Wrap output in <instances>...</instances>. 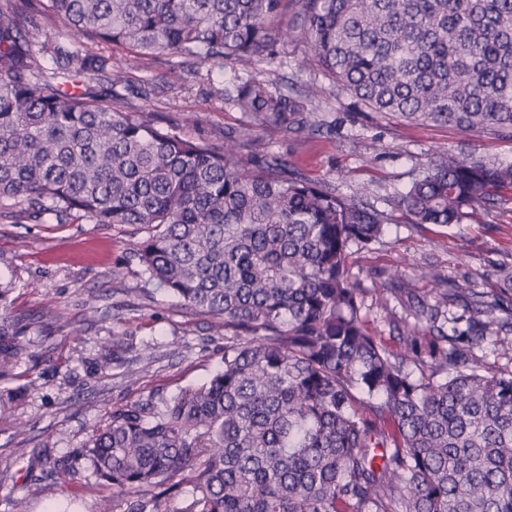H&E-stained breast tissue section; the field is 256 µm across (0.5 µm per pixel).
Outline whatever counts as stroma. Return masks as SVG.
Instances as JSON below:
<instances>
[{
  "mask_svg": "<svg viewBox=\"0 0 512 512\" xmlns=\"http://www.w3.org/2000/svg\"><path fill=\"white\" fill-rule=\"evenodd\" d=\"M94 51L127 69L126 83L112 88L94 78L84 81L91 93L111 92L117 109L143 113L197 139H220L247 125L224 101V88L235 79L231 65L158 56L130 67L122 48L98 45ZM172 82L181 84L179 93L168 92ZM315 108L331 131L301 143L263 133L260 142L287 155L307 177L334 182L340 192L367 188L378 205L405 190L448 149L464 147L512 163L510 138L467 137L449 127L364 115L338 90L327 91ZM133 240L131 228L117 225L0 217V278L14 284L13 312L52 313L51 335L31 333L30 355L17 369L19 383L31 385L18 409L25 428L19 432L0 421V512H12L16 497L25 499L27 512H91L103 488L90 479L67 485L26 478L32 450L48 443L58 454L68 453L113 409L202 381L223 364L224 339L208 334L203 317L164 292L143 291L139 269L129 259ZM351 263L366 286L383 272L410 276L429 265L459 286L490 291L497 286V267L512 266V212L449 227L400 220L381 242L352 254ZM116 332L131 335L135 344L136 384L126 382L123 369L101 364Z\"/></svg>",
  "mask_w": 512,
  "mask_h": 512,
  "instance_id": "obj_1",
  "label": "stroma"
}]
</instances>
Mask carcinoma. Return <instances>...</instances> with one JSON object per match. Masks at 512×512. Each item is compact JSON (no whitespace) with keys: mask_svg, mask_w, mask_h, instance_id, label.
<instances>
[{"mask_svg":"<svg viewBox=\"0 0 512 512\" xmlns=\"http://www.w3.org/2000/svg\"><path fill=\"white\" fill-rule=\"evenodd\" d=\"M292 1L302 62L361 110L512 138V0H0V212L133 228L145 283L224 337L221 371L112 410L73 452L44 445L28 474L94 479L109 491L95 512H169L173 497L174 512H512V371L471 352L492 336L512 360V266L490 292L442 288L431 303L418 283L440 284L433 269L372 282L414 318L393 349L350 265L397 212L449 226L501 208L512 163L439 153L380 209L259 149L260 132L323 126L324 86L280 87L295 28L273 23ZM44 21L65 35L40 47ZM89 43L266 76L224 89L247 128L193 139L71 90L126 81ZM11 291L0 283V381L40 329L8 311ZM450 295L469 316L448 334ZM132 351L112 334V366ZM17 408L0 390V420Z\"/></svg>","mask_w":512,"mask_h":512,"instance_id":"1","label":"carcinoma"}]
</instances>
